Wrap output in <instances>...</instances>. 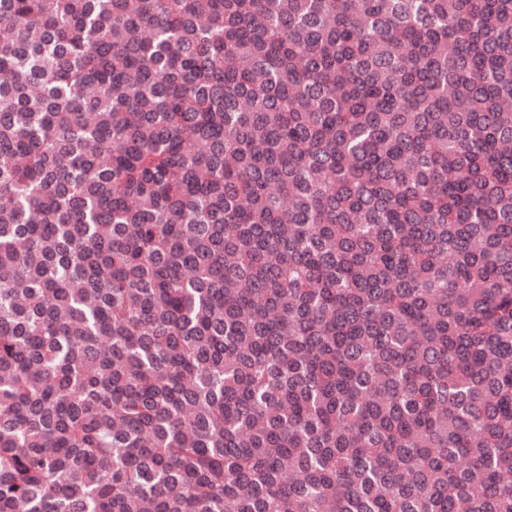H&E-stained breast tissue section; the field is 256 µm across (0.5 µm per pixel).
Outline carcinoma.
<instances>
[{
    "label": "carcinoma",
    "mask_w": 512,
    "mask_h": 512,
    "mask_svg": "<svg viewBox=\"0 0 512 512\" xmlns=\"http://www.w3.org/2000/svg\"><path fill=\"white\" fill-rule=\"evenodd\" d=\"M0 512H512V0H0Z\"/></svg>",
    "instance_id": "1"
}]
</instances>
